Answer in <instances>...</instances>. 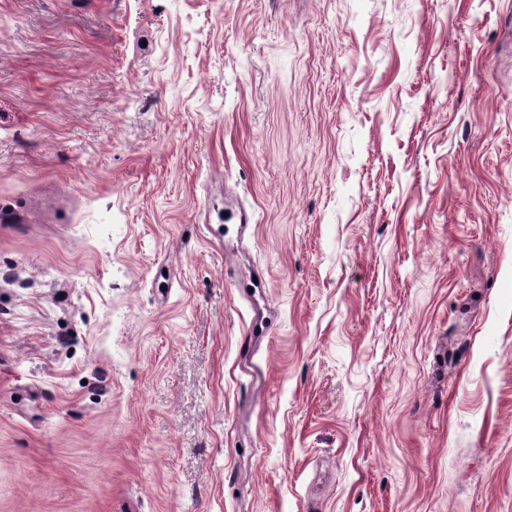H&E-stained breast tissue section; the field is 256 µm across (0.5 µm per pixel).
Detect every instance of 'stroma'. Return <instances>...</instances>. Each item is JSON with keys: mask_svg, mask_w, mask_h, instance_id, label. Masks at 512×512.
I'll use <instances>...</instances> for the list:
<instances>
[{"mask_svg": "<svg viewBox=\"0 0 512 512\" xmlns=\"http://www.w3.org/2000/svg\"><path fill=\"white\" fill-rule=\"evenodd\" d=\"M0 512H512V0H0ZM224 215L225 224H238L239 229L246 230L248 224L253 223V214L243 204L237 201L235 204L233 197H224Z\"/></svg>", "mask_w": 512, "mask_h": 512, "instance_id": "1", "label": "stroma"}]
</instances>
